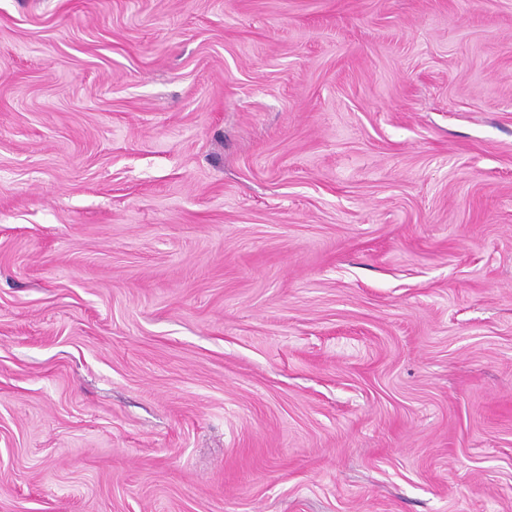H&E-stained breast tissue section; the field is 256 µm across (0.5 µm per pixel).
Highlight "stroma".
<instances>
[{
    "instance_id": "35a3bbf8",
    "label": "stroma",
    "mask_w": 512,
    "mask_h": 512,
    "mask_svg": "<svg viewBox=\"0 0 512 512\" xmlns=\"http://www.w3.org/2000/svg\"><path fill=\"white\" fill-rule=\"evenodd\" d=\"M0 512H512V0H0Z\"/></svg>"
}]
</instances>
